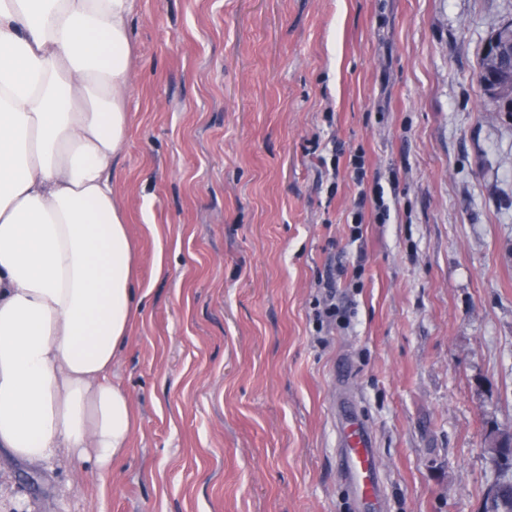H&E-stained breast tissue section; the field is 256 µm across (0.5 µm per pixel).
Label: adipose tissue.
<instances>
[{
    "label": "adipose tissue",
    "mask_w": 512,
    "mask_h": 512,
    "mask_svg": "<svg viewBox=\"0 0 512 512\" xmlns=\"http://www.w3.org/2000/svg\"><path fill=\"white\" fill-rule=\"evenodd\" d=\"M139 0H0V450L96 486L131 446L113 383L147 292L115 187Z\"/></svg>",
    "instance_id": "adipose-tissue-1"
}]
</instances>
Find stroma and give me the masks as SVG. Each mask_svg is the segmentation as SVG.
I'll list each match as a JSON object with an SVG mask.
<instances>
[{
	"label": "stroma",
	"instance_id": "obj_1",
	"mask_svg": "<svg viewBox=\"0 0 512 512\" xmlns=\"http://www.w3.org/2000/svg\"><path fill=\"white\" fill-rule=\"evenodd\" d=\"M511 20L512 0H139L115 191L149 294L112 366L137 428L102 487L1 452L0 512H359L346 397L384 512H484L488 437L512 429V118L479 63ZM316 143L363 155V185ZM349 401L338 404V466L353 485L363 512H381L384 483L372 431ZM347 404V405H346Z\"/></svg>",
	"mask_w": 512,
	"mask_h": 512
}]
</instances>
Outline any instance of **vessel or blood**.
Here are the masks:
<instances>
[{
  "label": "vessel or blood",
  "instance_id": "1",
  "mask_svg": "<svg viewBox=\"0 0 512 512\" xmlns=\"http://www.w3.org/2000/svg\"><path fill=\"white\" fill-rule=\"evenodd\" d=\"M336 434L338 466L353 485L363 512H379L384 483L374 448L372 432L351 405H341Z\"/></svg>",
  "mask_w": 512,
  "mask_h": 512
}]
</instances>
